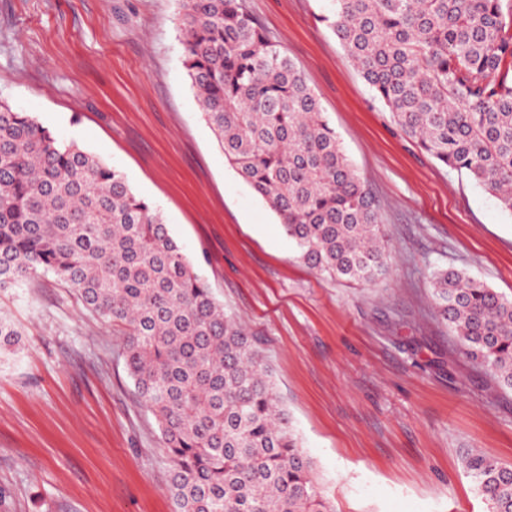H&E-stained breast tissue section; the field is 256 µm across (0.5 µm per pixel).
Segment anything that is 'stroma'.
I'll list each match as a JSON object with an SVG mask.
<instances>
[{"label":"stroma","instance_id":"obj_1","mask_svg":"<svg viewBox=\"0 0 512 512\" xmlns=\"http://www.w3.org/2000/svg\"><path fill=\"white\" fill-rule=\"evenodd\" d=\"M302 73L379 205L389 273L331 280L227 163L183 65L178 0H0V100L120 171L253 334L337 512H486L463 467H512V390L465 358L431 275L512 298V212L423 153L319 15L242 0ZM0 512H174L159 425L120 327L55 275L0 288Z\"/></svg>","mask_w":512,"mask_h":512}]
</instances>
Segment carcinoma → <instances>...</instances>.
Wrapping results in <instances>:
<instances>
[{
    "label": "carcinoma",
    "mask_w": 512,
    "mask_h": 512,
    "mask_svg": "<svg viewBox=\"0 0 512 512\" xmlns=\"http://www.w3.org/2000/svg\"><path fill=\"white\" fill-rule=\"evenodd\" d=\"M184 65L227 162L319 274L388 272L377 205L287 51L239 0H179ZM394 121L512 212V0H329L319 16ZM123 327L158 420L175 512H335L251 334L224 312L123 175L0 101V288L38 272ZM437 315L512 389V298L433 272ZM18 332L0 318V352ZM464 469L487 512H512V468Z\"/></svg>",
    "instance_id": "carcinoma-1"
}]
</instances>
